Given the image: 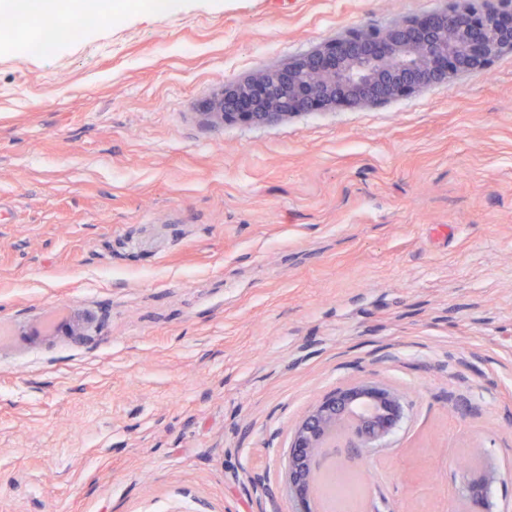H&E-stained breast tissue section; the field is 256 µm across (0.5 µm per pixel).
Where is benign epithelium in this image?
<instances>
[{"label": "benign epithelium", "mask_w": 512, "mask_h": 512, "mask_svg": "<svg viewBox=\"0 0 512 512\" xmlns=\"http://www.w3.org/2000/svg\"><path fill=\"white\" fill-rule=\"evenodd\" d=\"M451 0L432 16L397 22L385 29L346 31L285 64L264 67L224 92L203 123L221 128L243 119L278 124L304 111L336 105L375 106L426 87L448 88L468 73H483L512 52V0ZM403 415L400 398L375 383L340 391L316 405L295 429L288 457V492L301 512H311L310 490L322 448L345 438L368 452L379 447ZM492 470L481 484L465 481L464 508L485 505Z\"/></svg>", "instance_id": "1"}]
</instances>
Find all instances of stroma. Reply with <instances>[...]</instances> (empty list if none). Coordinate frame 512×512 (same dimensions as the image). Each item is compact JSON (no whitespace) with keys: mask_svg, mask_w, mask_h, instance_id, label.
Masks as SVG:
<instances>
[{"mask_svg":"<svg viewBox=\"0 0 512 512\" xmlns=\"http://www.w3.org/2000/svg\"><path fill=\"white\" fill-rule=\"evenodd\" d=\"M0 27V512H294L296 426L404 415L368 512H512V53L453 86L212 129L225 85L448 0H111ZM90 317L68 335L75 313ZM77 29L75 27L72 28H60L55 25H50L48 27L43 28L41 38L37 43H35L31 47V51L37 53H47L50 52L55 45L69 36H72L76 33ZM497 480H499L498 474L492 470L485 472L480 486H478L475 482L464 480L463 485L459 490L461 495L460 500L466 506L471 505L475 508L477 506L483 507L485 505L483 497H486L488 487Z\"/></svg>","mask_w":512,"mask_h":512,"instance_id":"obj_1","label":"stroma"}]
</instances>
